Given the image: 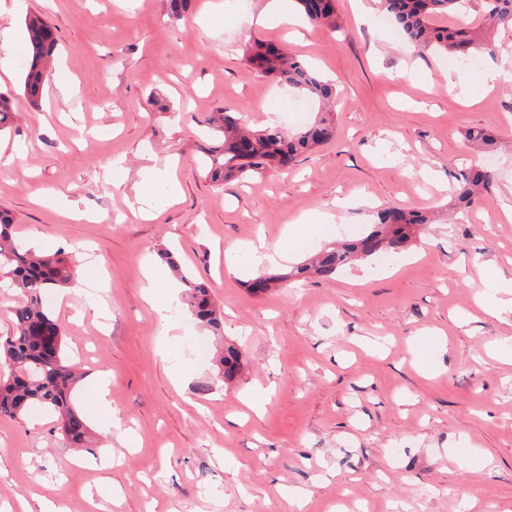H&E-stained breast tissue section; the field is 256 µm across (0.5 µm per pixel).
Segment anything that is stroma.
<instances>
[{
  "label": "stroma",
  "mask_w": 512,
  "mask_h": 512,
  "mask_svg": "<svg viewBox=\"0 0 512 512\" xmlns=\"http://www.w3.org/2000/svg\"><path fill=\"white\" fill-rule=\"evenodd\" d=\"M204 2L176 21L167 0H26L57 33V79L35 110L24 50L0 75L15 111L0 205L21 238L84 256L81 281L45 303L67 356L109 374L114 423L82 383L89 447L38 404L0 419V512H512V312L474 303L512 296V82L491 79L512 62V28L494 32L496 57L462 63L417 55L378 0H336L334 30L261 24L271 0ZM256 40L336 80V136L290 170L219 187L198 165L211 113L291 132L317 117L244 63ZM471 128L500 148L467 145ZM473 161L495 170L491 193L449 218ZM153 166L178 200L147 220L126 200ZM384 207L439 221L396 258L249 291L270 270L254 247L290 241L285 272ZM165 248L207 281L223 335L179 314L175 273L148 288L143 264ZM227 346L245 359L231 383L214 363Z\"/></svg>",
  "instance_id": "stroma-1"
}]
</instances>
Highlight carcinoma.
<instances>
[{
    "instance_id": "cac0c4a2",
    "label": "carcinoma",
    "mask_w": 512,
    "mask_h": 512,
    "mask_svg": "<svg viewBox=\"0 0 512 512\" xmlns=\"http://www.w3.org/2000/svg\"><path fill=\"white\" fill-rule=\"evenodd\" d=\"M300 11L312 24L336 28L335 0H296ZM380 9L401 30L420 54L446 53L458 59H470L484 53L495 55L492 32L499 27H512V0H380ZM457 15L461 22L445 26L443 16ZM28 33V58L25 61L23 91L29 104L40 105L41 90L58 38L38 14L24 19ZM267 44L253 42L244 52L247 63L264 77L298 89L308 97L323 101L334 96L333 86L321 80L303 62L282 53L266 58L262 50ZM14 121L11 97L0 92V133L10 129ZM219 144L204 151L200 166L211 181L222 187L233 181L263 174L268 168L286 170L314 147L331 141L336 134L332 119L322 115L306 128L290 133L279 128L251 130L240 118L227 111L215 113L209 120ZM469 142L479 148H493L498 141L481 130L466 133ZM494 171L465 168L460 173L455 205L471 207L476 194L489 191ZM432 223L424 212L383 208L377 211L374 224L362 237L336 248L321 249L309 263L286 274L265 277L267 283L286 278L316 275L331 278L344 266L376 255H398L405 252L419 231ZM16 219L12 212L0 208V288L17 291L22 300L7 316L13 324L12 335L0 337V365L8 376L0 379V418L18 419L33 404L58 413L61 430L71 442L86 441L88 425L85 416L72 404L71 393L80 375L77 363L64 352L65 331L45 307L44 296L72 283L76 260L63 250L39 253L15 236ZM161 259L180 274L188 288L187 310L201 327L213 334H223V322L209 289L182 273L172 252L164 250ZM242 354L228 347L216 361L217 374L233 381L243 370Z\"/></svg>"
}]
</instances>
